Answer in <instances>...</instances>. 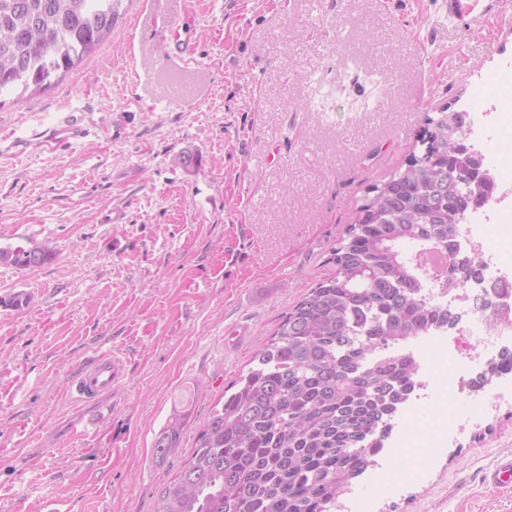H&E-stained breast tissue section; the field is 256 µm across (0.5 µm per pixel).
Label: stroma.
Here are the masks:
<instances>
[{
    "label": "stroma",
    "mask_w": 512,
    "mask_h": 512,
    "mask_svg": "<svg viewBox=\"0 0 512 512\" xmlns=\"http://www.w3.org/2000/svg\"><path fill=\"white\" fill-rule=\"evenodd\" d=\"M177 29L184 63L160 42ZM512 87V0H120L109 40L44 89L0 94V512H154L175 402L191 449L213 403L327 258L368 186L422 154L442 108ZM193 153L191 167L177 157ZM27 307H8L14 295ZM110 395L67 389L98 352ZM400 421L397 449L342 500L351 512H512L484 482L512 455V410L450 447L467 405ZM53 254L40 247L22 245L0 247V264H9L19 268H32L45 264ZM188 416V409L175 406L167 422L155 434L152 448L155 464L164 465L170 457L179 453Z\"/></svg>",
    "instance_id": "35a3bbf8"
}]
</instances>
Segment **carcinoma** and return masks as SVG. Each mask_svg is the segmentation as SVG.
Segmentation results:
<instances>
[{"label": "carcinoma", "instance_id": "cac0c4a2", "mask_svg": "<svg viewBox=\"0 0 512 512\" xmlns=\"http://www.w3.org/2000/svg\"><path fill=\"white\" fill-rule=\"evenodd\" d=\"M115 0H0V92L51 84L112 32ZM470 112L430 119L428 153L370 188L332 249L333 276L308 289L217 400L155 512H334L418 384L410 341L456 327L420 264L433 247L453 257L462 288L484 278L459 257L468 214L496 195L481 154L463 142ZM52 253L0 247V264L32 268ZM189 410L176 407L155 434L153 461L179 453Z\"/></svg>", "mask_w": 512, "mask_h": 512}]
</instances>
